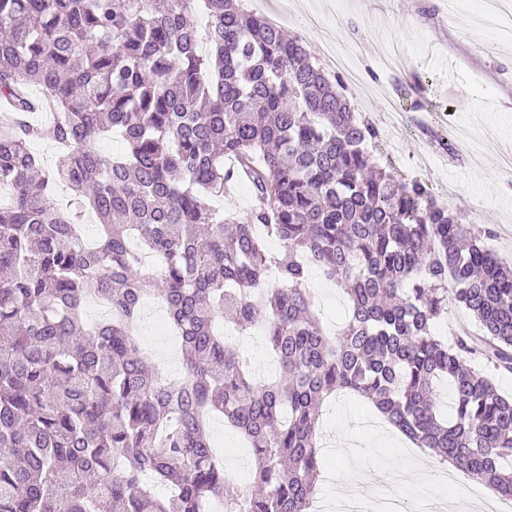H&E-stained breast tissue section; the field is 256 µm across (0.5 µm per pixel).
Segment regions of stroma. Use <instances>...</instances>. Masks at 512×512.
Wrapping results in <instances>:
<instances>
[{
    "label": "stroma",
    "mask_w": 512,
    "mask_h": 512,
    "mask_svg": "<svg viewBox=\"0 0 512 512\" xmlns=\"http://www.w3.org/2000/svg\"><path fill=\"white\" fill-rule=\"evenodd\" d=\"M275 2L264 19L299 37L314 58H321L328 39L355 48L360 80L346 83L345 95L378 131L366 144L374 164L425 182L440 203L448 188H455L474 207L476 223L491 225L486 248L512 260V236L502 233L512 221V186L500 168L502 154L512 152V44H494L473 25L470 0H462L455 18L442 13V0H306L324 15L316 26L294 15L296 0ZM460 126L480 134L485 144L480 155L444 150L449 133ZM307 286L323 325L340 330L348 313L344 291L316 268ZM166 321L162 311L139 321L138 339L156 364L180 346ZM374 413L373 405L356 395L339 393L324 401L321 436L348 435L357 448L352 457L322 453L317 495L336 498L337 475L355 465L370 474L392 463L414 468L417 456L405 437L373 436L361 427V420ZM475 486L463 474L452 487L428 478L402 485L399 492L451 512L471 502Z\"/></svg>",
    "instance_id": "1"
}]
</instances>
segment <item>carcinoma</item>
<instances>
[{
    "instance_id": "cac0c4a2",
    "label": "carcinoma",
    "mask_w": 512,
    "mask_h": 512,
    "mask_svg": "<svg viewBox=\"0 0 512 512\" xmlns=\"http://www.w3.org/2000/svg\"><path fill=\"white\" fill-rule=\"evenodd\" d=\"M196 2L0 0V183L13 189L0 207V512H202L213 499L225 512H308L319 408L339 390L512 497V398L465 360L480 350L512 371V264L483 245L493 230L374 169L364 143L378 131L342 77L244 0H202L201 52ZM46 107L52 122L31 120ZM112 131L126 153L100 152ZM34 141L68 150L47 169ZM240 178L254 205L239 220L210 200ZM59 183L67 210L52 202ZM88 211L101 233L86 246ZM133 238L159 273L142 270ZM312 265L349 299L334 336L306 288ZM149 294L182 340L177 382L134 335ZM89 296L111 317L85 323ZM452 305L479 335L434 334ZM224 316L262 328L275 379H252L214 332ZM215 414L248 441L255 490L226 481Z\"/></svg>"
}]
</instances>
